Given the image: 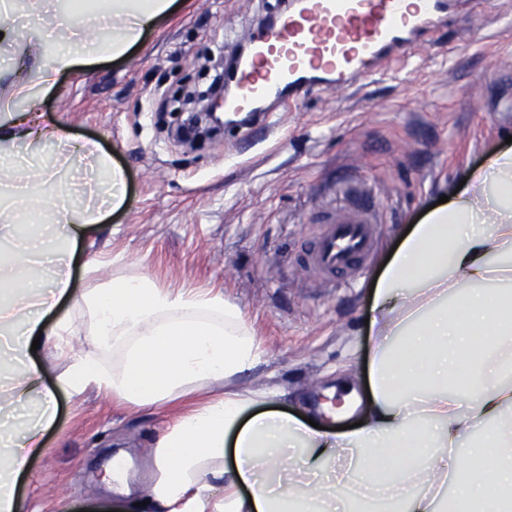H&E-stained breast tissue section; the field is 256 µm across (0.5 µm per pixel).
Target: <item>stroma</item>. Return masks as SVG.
I'll use <instances>...</instances> for the list:
<instances>
[{"label": "stroma", "mask_w": 512, "mask_h": 512, "mask_svg": "<svg viewBox=\"0 0 512 512\" xmlns=\"http://www.w3.org/2000/svg\"><path fill=\"white\" fill-rule=\"evenodd\" d=\"M276 5L177 0L124 58L61 73L40 113L75 142L98 143L125 175V206L78 245L75 288L96 287L84 269L104 259L105 280L138 273L161 288L223 292L263 350L240 388L277 387L275 407L303 416L337 379L365 391L377 273L409 225L512 136V0H456L422 45L354 86L312 91L215 140L178 143L174 96ZM355 203L376 221L377 246L355 279L329 288L305 259L321 225ZM56 313L73 329L66 350L33 354L58 407L44 452L18 481L24 512H111L103 476L121 449L133 463L123 503L148 512L157 441L199 398L142 407L59 389L69 355L99 351L83 310L64 303Z\"/></svg>", "instance_id": "obj_1"}]
</instances>
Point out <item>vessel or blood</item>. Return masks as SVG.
Listing matches in <instances>:
<instances>
[{
  "label": "vessel or blood",
  "instance_id": "b4317fda",
  "mask_svg": "<svg viewBox=\"0 0 512 512\" xmlns=\"http://www.w3.org/2000/svg\"><path fill=\"white\" fill-rule=\"evenodd\" d=\"M442 0H293L274 30L247 38L229 75L228 112H270L316 85L343 87L391 48L411 51ZM376 226L360 210L323 225L307 263L326 280L355 274L376 247Z\"/></svg>",
  "mask_w": 512,
  "mask_h": 512
}]
</instances>
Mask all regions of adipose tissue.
Here are the masks:
<instances>
[{
	"label": "adipose tissue",
	"instance_id": "1",
	"mask_svg": "<svg viewBox=\"0 0 512 512\" xmlns=\"http://www.w3.org/2000/svg\"><path fill=\"white\" fill-rule=\"evenodd\" d=\"M74 2L0 0V512H22L17 481L55 422V391L28 357L33 341L60 347L71 335V319L52 316L63 300L87 310L102 352L70 358L60 382L72 394L150 407L229 386L159 439L155 512H512V147L468 169L402 237L373 291L363 423L317 429L271 409L275 389L232 390L262 350L223 293L143 275L72 288L74 250L125 205L124 174L97 145L43 127L40 96L63 70L126 55L176 7ZM47 144L60 147L51 163L40 159ZM465 441L486 469H468ZM351 452L363 476L339 510L316 478Z\"/></svg>",
	"mask_w": 512,
	"mask_h": 512
}]
</instances>
